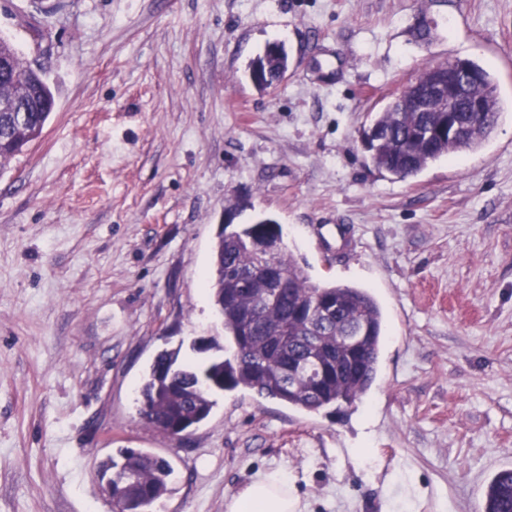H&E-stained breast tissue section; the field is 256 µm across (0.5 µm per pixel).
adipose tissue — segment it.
I'll return each instance as SVG.
<instances>
[{"mask_svg": "<svg viewBox=\"0 0 512 512\" xmlns=\"http://www.w3.org/2000/svg\"><path fill=\"white\" fill-rule=\"evenodd\" d=\"M226 512H297L288 481L275 471L258 476L239 495L226 499Z\"/></svg>", "mask_w": 512, "mask_h": 512, "instance_id": "ef3b65f1", "label": "adipose tissue"}]
</instances>
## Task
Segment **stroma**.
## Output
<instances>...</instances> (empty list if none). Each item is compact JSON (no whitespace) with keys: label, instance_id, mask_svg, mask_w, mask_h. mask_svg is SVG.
Instances as JSON below:
<instances>
[{"label":"stroma","instance_id":"stroma-1","mask_svg":"<svg viewBox=\"0 0 512 512\" xmlns=\"http://www.w3.org/2000/svg\"><path fill=\"white\" fill-rule=\"evenodd\" d=\"M0 37L56 103L0 171V512H114L123 448L173 468L148 512H225L272 470L299 512H482L512 466V0H0ZM272 42L289 66L261 91ZM451 58L493 75V133L375 169L362 129ZM260 215L313 283L376 297V380L333 415L222 392L165 436L137 389L222 335L212 248ZM288 70V55L282 53L281 55L264 54L254 61L250 77L259 90H266L270 88L274 82V77L279 71Z\"/></svg>","mask_w":512,"mask_h":512}]
</instances>
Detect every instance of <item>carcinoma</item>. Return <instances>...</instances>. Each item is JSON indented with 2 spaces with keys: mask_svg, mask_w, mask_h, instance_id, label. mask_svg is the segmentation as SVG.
<instances>
[{
  "mask_svg": "<svg viewBox=\"0 0 512 512\" xmlns=\"http://www.w3.org/2000/svg\"><path fill=\"white\" fill-rule=\"evenodd\" d=\"M0 55L10 58L8 78L0 79V99L16 102L29 86L39 89L25 124L15 123L16 113L0 112V169L43 133L53 112V94L40 69L26 64L14 44L0 37ZM288 70V55L265 54L254 61L250 77L260 90L270 88L275 75ZM498 100L488 101V112L469 148H478L499 119ZM441 114L397 112L387 105L363 133L373 132L368 157L372 166L398 178L415 176L431 163L457 153L448 137H430ZM282 237L278 224H246L218 236L207 275L210 297L224 324L229 357L204 366L178 362L179 351L160 352L145 375L140 393V415L163 434L183 432L205 420L214 401L203 383L220 391L249 390L308 413L353 405L370 389L378 371L383 344V311L365 288L350 285H316L284 246L269 253L268 241ZM268 264L286 273L285 284L245 276ZM335 307L328 316L315 317V331L297 318L296 310L316 297ZM260 318L246 317L248 310ZM282 324L291 328L287 340L271 335ZM365 335L354 349L342 337L350 329ZM112 469L133 482L122 491L121 512H145L168 487L169 463L145 452L126 449ZM483 512H512V469H503L485 491Z\"/></svg>",
  "mask_w": 512,
  "mask_h": 512,
  "instance_id": "cac0c4a2",
  "label": "carcinoma"
}]
</instances>
